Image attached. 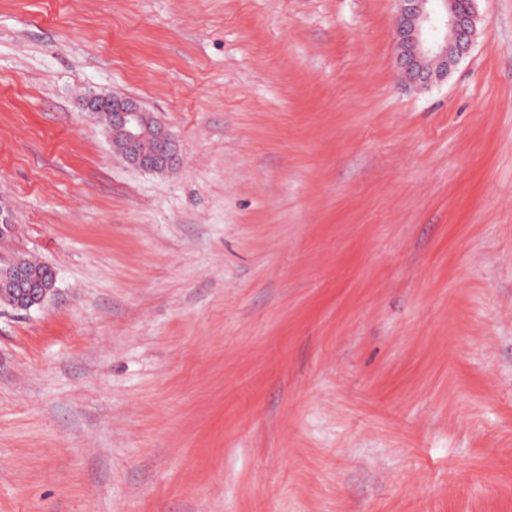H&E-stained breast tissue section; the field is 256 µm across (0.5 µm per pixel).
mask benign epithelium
Segmentation results:
<instances>
[{"label": "benign epithelium", "instance_id": "7a95c632", "mask_svg": "<svg viewBox=\"0 0 512 512\" xmlns=\"http://www.w3.org/2000/svg\"><path fill=\"white\" fill-rule=\"evenodd\" d=\"M399 16L395 27L398 59L407 78L423 86L441 82L448 70L466 55L476 37L475 0H438L445 20L443 35L427 41L425 31H436L438 25L428 5L432 0H398ZM108 134H120L117 150L131 167L163 171L178 160L179 145L159 121L136 100L120 95L91 92L83 101L88 112L99 110L104 103ZM11 287L0 290V306L28 311L40 306L54 291L27 266L14 260L0 266V280Z\"/></svg>", "mask_w": 512, "mask_h": 512}]
</instances>
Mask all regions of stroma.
Wrapping results in <instances>:
<instances>
[{"label": "stroma", "instance_id": "1", "mask_svg": "<svg viewBox=\"0 0 512 512\" xmlns=\"http://www.w3.org/2000/svg\"><path fill=\"white\" fill-rule=\"evenodd\" d=\"M0 0V512H512V0ZM180 145L129 166L81 94ZM395 27L398 59L409 80L423 86L441 82L448 70L466 55L476 37L475 0H398ZM440 2L444 11V33L427 42L424 33L437 31L428 5ZM14 260L6 265L0 266V280L6 279L10 282L11 288H4L0 291V306L10 307L14 310L28 311L40 306L44 300L54 291L56 274L53 269V283L44 284L28 267L42 275L43 278H50V272L45 265L37 262ZM27 264V266L23 265Z\"/></svg>", "mask_w": 512, "mask_h": 512}]
</instances>
